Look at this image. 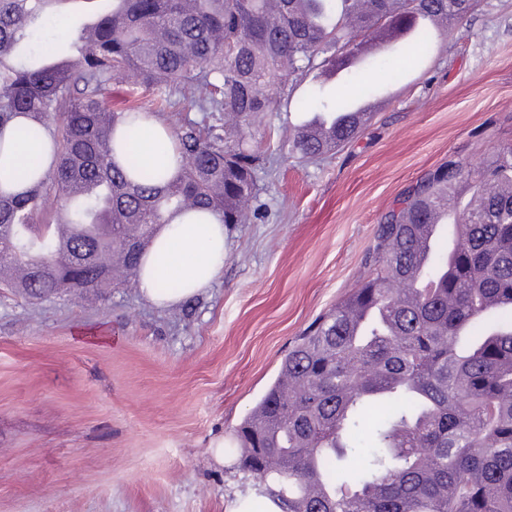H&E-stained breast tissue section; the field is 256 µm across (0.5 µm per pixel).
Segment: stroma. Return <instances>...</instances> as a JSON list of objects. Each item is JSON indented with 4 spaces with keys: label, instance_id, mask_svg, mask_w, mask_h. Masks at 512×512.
<instances>
[{
    "label": "stroma",
    "instance_id": "obj_1",
    "mask_svg": "<svg viewBox=\"0 0 512 512\" xmlns=\"http://www.w3.org/2000/svg\"><path fill=\"white\" fill-rule=\"evenodd\" d=\"M89 8L69 0L30 49L66 48ZM358 79L396 92L354 143L262 171L260 215L229 225L206 293L158 309L135 287L0 288V512H230L251 492L211 447L232 444L294 342L368 274L381 218L436 167L476 179L512 144V0H478L431 52L374 57ZM336 90L305 77L255 116L254 146L312 116L299 98Z\"/></svg>",
    "mask_w": 512,
    "mask_h": 512
}]
</instances>
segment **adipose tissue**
Instances as JSON below:
<instances>
[{
    "mask_svg": "<svg viewBox=\"0 0 512 512\" xmlns=\"http://www.w3.org/2000/svg\"><path fill=\"white\" fill-rule=\"evenodd\" d=\"M133 140L120 151L134 152L148 167L175 170L180 157L170 140V127L158 116L139 117ZM23 118L0 128V195L23 192L32 179L45 176L55 142L47 128L21 133ZM226 226L210 211L175 217L158 231L152 248L143 254L138 287L155 307L166 308L199 296L211 288L224 267Z\"/></svg>",
    "mask_w": 512,
    "mask_h": 512,
    "instance_id": "adipose-tissue-1",
    "label": "adipose tissue"
}]
</instances>
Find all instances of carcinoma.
I'll return each mask as SVG.
<instances>
[{
  "label": "carcinoma",
  "instance_id": "obj_1",
  "mask_svg": "<svg viewBox=\"0 0 512 512\" xmlns=\"http://www.w3.org/2000/svg\"><path fill=\"white\" fill-rule=\"evenodd\" d=\"M66 0H0V127L22 115L51 131L52 170L0 196V283L40 299L139 281L141 256L177 214L210 210L244 224L264 156L310 160L366 124L344 101L332 141L301 124L260 152L245 129L315 72L345 65L416 13L451 28L474 0H112L80 27L73 53L15 61L45 13ZM433 44L419 28L396 54ZM134 82L148 100L109 105ZM204 113L171 126L178 174L114 160L116 132L142 112ZM453 267L426 252L429 214L464 196ZM63 200L52 210L50 197ZM66 227V242L59 228ZM373 269L298 338L235 431L236 468L280 512H512V144L472 180L448 163L378 224ZM416 275L427 288H400Z\"/></svg>",
  "mask_w": 512,
  "mask_h": 512
}]
</instances>
